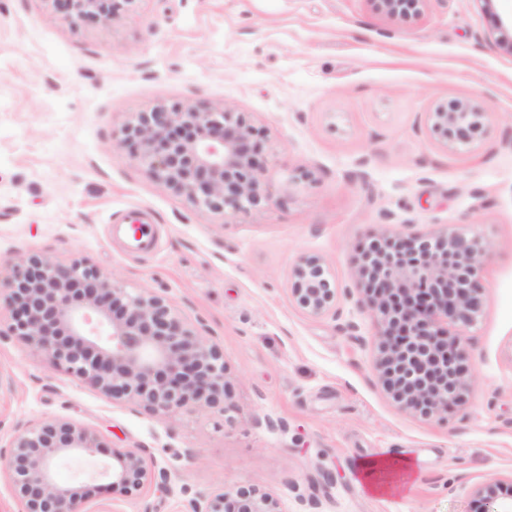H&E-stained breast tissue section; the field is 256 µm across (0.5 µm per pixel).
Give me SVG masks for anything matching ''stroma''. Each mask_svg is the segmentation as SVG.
Instances as JSON below:
<instances>
[{
  "label": "stroma",
  "mask_w": 512,
  "mask_h": 512,
  "mask_svg": "<svg viewBox=\"0 0 512 512\" xmlns=\"http://www.w3.org/2000/svg\"><path fill=\"white\" fill-rule=\"evenodd\" d=\"M511 23L512 0H427L394 20L372 0H134L109 24L0 0V263L85 260L168 297L222 344L230 406L169 419L112 402L7 335L1 306L0 466L17 430L60 419L170 473L172 493L108 495L82 478L92 461H59L89 512H177L184 484L254 486L286 512L310 497L320 512H478L475 487L512 483ZM460 101L487 124L449 149L427 118ZM184 103L231 105L263 131L270 207L224 223L117 148L133 113ZM139 209L155 213L159 245L131 256L110 227ZM448 224L479 225L491 253L466 398L426 418L385 388L353 269L372 237ZM304 255L325 260L340 318L293 299ZM384 454L408 458L389 476L406 491L360 484L359 461Z\"/></svg>",
  "instance_id": "stroma-1"
}]
</instances>
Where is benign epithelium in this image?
Returning <instances> with one entry per match:
<instances>
[{"label": "benign epithelium", "instance_id": "7a95c632", "mask_svg": "<svg viewBox=\"0 0 512 512\" xmlns=\"http://www.w3.org/2000/svg\"><path fill=\"white\" fill-rule=\"evenodd\" d=\"M419 0H372L395 19ZM70 22L93 17L109 23L134 0H52ZM487 113L471 102L429 115L434 136L449 149L471 143ZM119 146L156 181L196 208L236 220L272 196L259 162L258 132L245 112L230 105L201 110L187 103L140 112L121 128ZM490 241L472 224L445 225L426 236L393 231L373 239L357 271L370 279L365 305L382 337L378 366L394 400L406 410L439 416L462 401L470 370L459 336L482 314V269ZM291 292L310 316L338 318L340 294L318 256H303L291 273ZM11 313L9 333L44 355L48 366L85 381L116 402L162 417L226 406L224 349L161 295L135 291L94 265L53 262L30 254L0 278ZM457 336L448 337V327ZM105 452L90 428L43 420L11 441L6 473L23 512H87L88 494L57 480L54 463ZM97 490L141 495L171 492L169 473L144 448L112 451ZM502 484L487 482L474 495L488 503ZM187 512H285L281 500L254 487L209 494L180 489Z\"/></svg>", "mask_w": 512, "mask_h": 512}]
</instances>
